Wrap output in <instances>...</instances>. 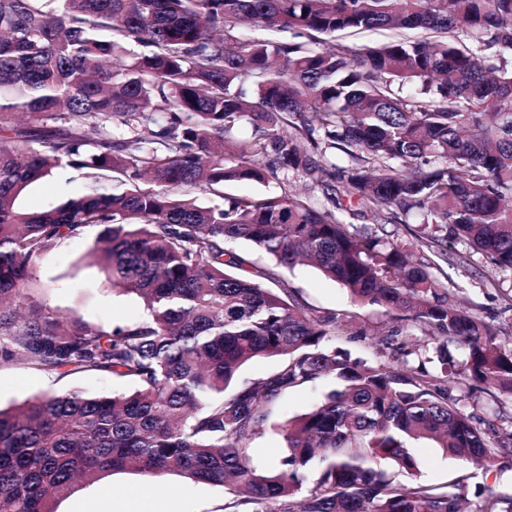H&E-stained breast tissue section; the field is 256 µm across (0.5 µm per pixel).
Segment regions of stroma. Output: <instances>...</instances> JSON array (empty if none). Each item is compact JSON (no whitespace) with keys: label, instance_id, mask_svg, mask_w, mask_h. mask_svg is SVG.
I'll use <instances>...</instances> for the list:
<instances>
[{"label":"stroma","instance_id":"35a3bbf8","mask_svg":"<svg viewBox=\"0 0 512 512\" xmlns=\"http://www.w3.org/2000/svg\"><path fill=\"white\" fill-rule=\"evenodd\" d=\"M85 186L80 172L63 170L31 185L18 204L30 211H41L81 193ZM284 188L306 194L321 205L327 202L321 187L296 175L282 183L275 180L267 184L229 183L224 191L230 195L249 196L277 193ZM99 232V227H86L78 237L65 240L55 251L36 260L32 277L39 286L31 290L30 297L33 302L76 313L89 323L110 329L142 318L144 305L136 295L113 290L101 270L90 260L89 254ZM469 263V275L452 272L453 281L464 287L470 300L480 304L486 321L499 338H512V304L505 299L506 294H512V275H501L497 285L492 286L481 276L485 267L483 256L472 254ZM279 275L287 281L296 299L314 315L333 313L350 305L347 294L314 268H283ZM358 316L356 328L337 329L333 344L351 358L367 364L390 361L391 354L383 341L396 326L411 335L424 351H434L437 345L435 339L424 336L412 322L393 324L384 308L365 306L359 308ZM333 386V380H320L275 401L270 407L269 428L253 444L255 458L267 460L269 449L282 446L276 425L310 410ZM124 388V383L102 374L58 376L21 364L0 362V407L4 409L45 393L78 392L97 396L120 392ZM414 455L416 469L409 474H400V481L443 486L463 480L468 489L469 512H477L480 491L512 494V447L498 448L495 465L487 471L446 456L431 441L416 444ZM227 502L223 487L193 482L172 471L155 477L117 472L92 484L76 485L68 497L56 503L55 509L56 512H225Z\"/></svg>","mask_w":512,"mask_h":512}]
</instances>
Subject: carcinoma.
I'll return each mask as SVG.
<instances>
[{"instance_id": "1", "label": "carcinoma", "mask_w": 512, "mask_h": 512, "mask_svg": "<svg viewBox=\"0 0 512 512\" xmlns=\"http://www.w3.org/2000/svg\"><path fill=\"white\" fill-rule=\"evenodd\" d=\"M59 2L0 0V361L135 389L0 409V512H55L76 482L124 471L222 486L235 512H464V483L406 486L374 462L409 473L412 445L432 440L491 468L512 444V421L478 417L456 394L467 379L512 401V343L437 276L450 242L486 259L485 279L512 273V0ZM286 30L309 43L280 39ZM374 30L393 37L336 40ZM243 122L251 136L233 137ZM65 167L88 170L81 195L17 206ZM291 173L331 206L291 191L224 194ZM356 210L388 223L418 212L431 257L350 230ZM90 225L102 227L100 270L143 300L145 319L107 330L25 305L39 287L33 263ZM238 242L277 267L310 263L354 305L441 340V374L405 343L379 365L332 348L357 312L311 314L275 270L246 269ZM257 357L282 362L236 383ZM327 376L339 388L285 421V447L257 462L270 405ZM478 512H512V495L489 492Z\"/></svg>"}]
</instances>
